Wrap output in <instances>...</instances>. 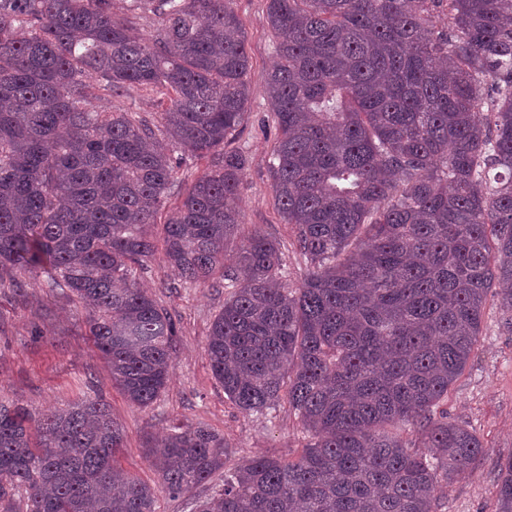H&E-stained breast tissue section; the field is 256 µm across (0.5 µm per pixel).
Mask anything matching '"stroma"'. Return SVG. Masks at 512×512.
Instances as JSON below:
<instances>
[{"mask_svg": "<svg viewBox=\"0 0 512 512\" xmlns=\"http://www.w3.org/2000/svg\"><path fill=\"white\" fill-rule=\"evenodd\" d=\"M232 7L246 31L250 55L245 120L230 143L249 156L242 222L279 243L291 282L297 285L306 267L295 252L294 226L278 213L268 171L276 123L265 93L274 61L273 37L263 23L266 0H232ZM156 100L153 91L130 87L119 96L96 91L90 106L126 111L156 125ZM135 280L168 312L177 330L169 381L153 405H133L113 387L107 365L87 334V310L39 271L25 276L22 294L0 288V399L28 405L41 415L81 398L103 397L123 428L118 452L122 469L156 487L159 476L146 459L152 440L177 424L201 425L223 437L231 450L223 470L187 498L158 490L155 512H193L192 500L206 499L222 488L225 471L246 458L298 457L310 437L287 403L262 415L243 414L212 374L205 347L210 324L224 307L223 289L184 282L160 255L136 270ZM444 407L450 421L475 432L487 448L480 464L449 485L444 512H494L497 463L512 457V319L503 315L495 298L486 301L479 346Z\"/></svg>", "mask_w": 512, "mask_h": 512, "instance_id": "stroma-1", "label": "stroma"}]
</instances>
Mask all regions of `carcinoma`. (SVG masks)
I'll return each mask as SVG.
<instances>
[{
    "label": "carcinoma",
    "mask_w": 512,
    "mask_h": 512,
    "mask_svg": "<svg viewBox=\"0 0 512 512\" xmlns=\"http://www.w3.org/2000/svg\"><path fill=\"white\" fill-rule=\"evenodd\" d=\"M127 11L0 0V281L63 282L112 385L141 408L167 384L176 332L134 267L161 252L184 281L226 291L206 344L215 379L245 414L287 401L312 443L294 460H245L194 512H441L452 477L485 456L442 403L488 294L512 314V0H266L269 174L307 268L297 287L277 242L241 221L249 158L226 144L245 118L249 55L232 0ZM141 13L150 38L132 32ZM133 85L156 91L163 132L209 161L191 186L148 123L89 108L94 89ZM121 446L99 400L37 420L0 402V500L155 512ZM228 453L187 426L147 458L179 495ZM499 477L495 512H512V459Z\"/></svg>",
    "instance_id": "cac0c4a2"
}]
</instances>
